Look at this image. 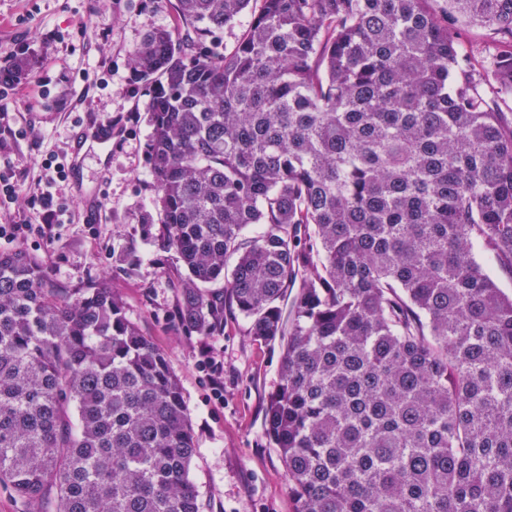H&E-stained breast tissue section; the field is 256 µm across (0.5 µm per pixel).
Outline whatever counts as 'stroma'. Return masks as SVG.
Listing matches in <instances>:
<instances>
[{"instance_id":"1","label":"stroma","mask_w":512,"mask_h":512,"mask_svg":"<svg viewBox=\"0 0 512 512\" xmlns=\"http://www.w3.org/2000/svg\"><path fill=\"white\" fill-rule=\"evenodd\" d=\"M176 0H0V68L17 51L29 79L0 95V172L16 194L0 203V225H14L0 252L35 257L54 287L111 281L127 318L177 375L199 448L191 479L201 512H295L285 468L265 427L278 381L279 344L256 341L232 301L224 330L187 332L179 322L185 267L161 238L151 174L149 86L132 53L155 29L171 28ZM106 86H99V79ZM112 120L111 145L86 149L75 174L51 181L48 156L67 163L73 134ZM50 190L65 211L45 224L32 198Z\"/></svg>"}]
</instances>
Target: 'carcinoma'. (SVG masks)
<instances>
[{"instance_id": "carcinoma-1", "label": "carcinoma", "mask_w": 512, "mask_h": 512, "mask_svg": "<svg viewBox=\"0 0 512 512\" xmlns=\"http://www.w3.org/2000/svg\"><path fill=\"white\" fill-rule=\"evenodd\" d=\"M430 2L263 0L224 55L200 36L250 0H177L133 53L180 322L217 333L220 284L280 343L265 424L296 512H512V294L475 254L512 268V0ZM196 453L110 281L63 292L0 253V485L56 512H200Z\"/></svg>"}]
</instances>
